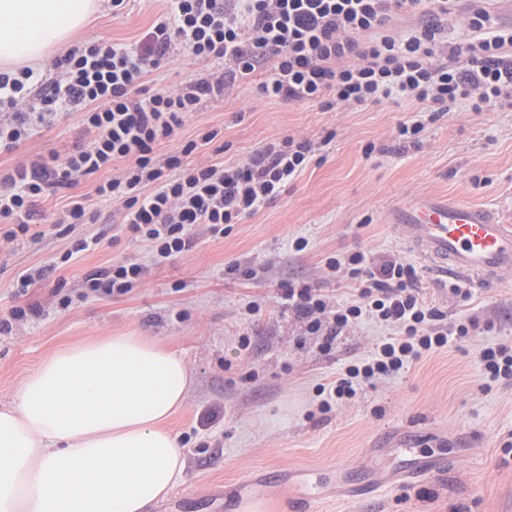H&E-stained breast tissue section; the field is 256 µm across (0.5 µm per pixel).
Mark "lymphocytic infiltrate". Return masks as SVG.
Segmentation results:
<instances>
[{
	"label": "lymphocytic infiltrate",
	"instance_id": "obj_1",
	"mask_svg": "<svg viewBox=\"0 0 512 512\" xmlns=\"http://www.w3.org/2000/svg\"><path fill=\"white\" fill-rule=\"evenodd\" d=\"M454 2L172 0L144 47L92 43L69 49L54 59L56 76L44 83L34 81L28 68L1 71V149L18 147L61 107L78 113L92 135L61 162L19 167L0 178V218L13 223L7 238L27 233L47 189L70 187L124 159L127 167L96 185L95 195L120 204L124 223L149 243L156 259H166L188 247L191 228L224 232L276 199L307 167L313 143L292 139L234 165L191 162L219 135L207 128L175 151L158 153V144L175 136L203 97L224 88L220 79L192 80L174 91L152 86V69L177 44L197 62H231L235 79L271 67L270 78L257 86L262 97L316 101L326 110L373 103L394 92L434 112L461 99L478 111L489 103L512 108V59L506 56L512 28L493 30L490 13L477 7L466 16L470 39L448 41L444 22ZM406 13L417 17V25L407 34L393 33V21ZM326 267L331 282L352 290L349 301L331 304L307 286L283 294L321 349H331L365 316L394 334L322 387L320 412L470 333V323H449L447 312L427 299L410 264L394 258L377 266L356 251L327 258ZM143 273L142 264L128 261L89 274L84 288L91 295H124Z\"/></svg>",
	"mask_w": 512,
	"mask_h": 512
}]
</instances>
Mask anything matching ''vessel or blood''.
I'll list each match as a JSON object with an SVG mask.
<instances>
[{
    "label": "vessel or blood",
    "mask_w": 512,
    "mask_h": 512,
    "mask_svg": "<svg viewBox=\"0 0 512 512\" xmlns=\"http://www.w3.org/2000/svg\"><path fill=\"white\" fill-rule=\"evenodd\" d=\"M391 217L416 253L443 271L484 282L512 273V225L479 206L422 195Z\"/></svg>",
    "instance_id": "b4317fda"
}]
</instances>
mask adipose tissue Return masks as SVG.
<instances>
[{"mask_svg": "<svg viewBox=\"0 0 512 512\" xmlns=\"http://www.w3.org/2000/svg\"><path fill=\"white\" fill-rule=\"evenodd\" d=\"M98 0H0V66L39 69ZM193 381L135 332L61 347L0 404V512H151L184 481L169 426Z\"/></svg>", "mask_w": 512, "mask_h": 512, "instance_id": "1", "label": "adipose tissue"}]
</instances>
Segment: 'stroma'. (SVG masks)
Masks as SVG:
<instances>
[{
  "instance_id": "1",
  "label": "stroma",
  "mask_w": 512,
  "mask_h": 512,
  "mask_svg": "<svg viewBox=\"0 0 512 512\" xmlns=\"http://www.w3.org/2000/svg\"><path fill=\"white\" fill-rule=\"evenodd\" d=\"M171 9L169 0H128L113 16L110 0L76 42L126 45L142 40ZM225 65L194 63L176 46L153 76L175 89L223 77ZM263 68L205 97L180 131L220 132L199 161L238 162L287 139L313 143L315 155L281 195L228 232L193 230L188 249L156 259L124 225L118 205L93 195L101 171L41 197L26 235L0 236V319L16 307L24 320L0 330V403L56 348L134 331L179 352L194 374L172 425L187 448L184 483L152 512H512V384H486L481 349L512 343V274L484 283L429 266L389 222L391 210L419 195H446L481 206L512 224V110L473 111L467 101L424 119L419 141L399 138L400 123L421 104L391 95L378 103L323 110L319 103L257 95ZM90 135L78 114L63 111L16 149L0 153V174L50 160ZM86 199L87 224L56 223L69 201ZM304 250H295L296 239ZM88 250L71 254L75 240ZM360 251L383 263L416 267L427 297L449 322L474 321L468 337L365 388L358 398L317 412V391L346 364L367 357L392 330L366 317L327 353L304 336L280 299L285 286L325 285L328 257ZM128 260L145 269L127 294L84 295L93 271ZM31 267L43 278L18 293ZM471 291L461 302L451 284ZM71 297L69 307L59 300ZM259 313H250L251 304ZM248 347H241V337ZM447 458L445 469L412 486L389 485L353 500L337 496V476L366 484L381 470L408 465L400 447Z\"/></svg>"
}]
</instances>
